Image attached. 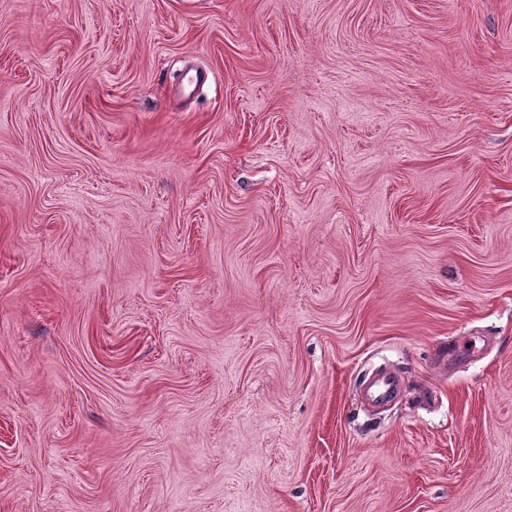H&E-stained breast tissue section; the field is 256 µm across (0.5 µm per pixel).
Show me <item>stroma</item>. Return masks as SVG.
<instances>
[{"label":"stroma","mask_w":512,"mask_h":512,"mask_svg":"<svg viewBox=\"0 0 512 512\" xmlns=\"http://www.w3.org/2000/svg\"><path fill=\"white\" fill-rule=\"evenodd\" d=\"M0 512H512V0H0Z\"/></svg>","instance_id":"1"}]
</instances>
